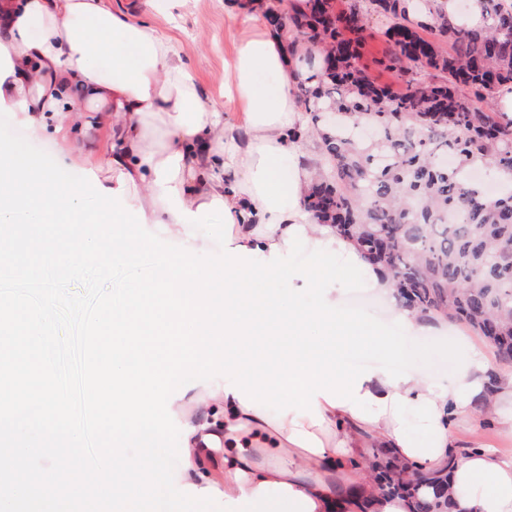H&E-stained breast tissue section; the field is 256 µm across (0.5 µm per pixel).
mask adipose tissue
<instances>
[{
	"mask_svg": "<svg viewBox=\"0 0 512 512\" xmlns=\"http://www.w3.org/2000/svg\"><path fill=\"white\" fill-rule=\"evenodd\" d=\"M154 9V0H145L138 15L110 0H0V104L25 112L74 162L92 153L89 131L106 129L102 166L109 178L100 190L133 210L139 223L180 236L209 213L224 215V260L205 269L208 285L200 288L186 277L197 266L194 249L164 252L151 239L131 247L119 228H84L83 185H60L55 172L36 171L17 148H0L1 225H72L54 246L79 265L127 264L143 249L161 255L162 279L102 316L112 337L97 362L98 409L107 425L124 440L142 438L171 385L194 392L205 366L223 372L224 386L202 397V414L182 424L180 479L221 493L224 512H408L405 500L379 495L366 476V451L379 446L412 468L449 469L461 512H512V458L478 443L456 454L453 433L458 420L487 415L512 439V368L493 370L463 348L455 375L439 388L422 375L350 369L344 357L311 351L267 377L268 391L297 404L273 420L241 383V359L207 357L187 342L188 332L218 314L225 337L246 335L238 292L242 277L256 270L267 287L257 304L271 317L279 313L276 290L283 286L318 292L308 313L315 321L339 312L349 277H365L390 298L395 287L356 243L305 206L318 142L289 137L307 125L299 66L267 31L261 11L248 0L242 6L249 33L224 62V95L238 109L224 116L202 98L175 39L152 22ZM299 248L339 263L321 277L303 269L283 277L285 261ZM217 279L224 282L220 305L209 288ZM492 370L498 383L490 396L484 381ZM411 412L422 436L407 427ZM242 429L282 450L287 463L257 469L232 446L215 458L222 433ZM327 467L344 475L353 494L336 496L321 476Z\"/></svg>",
	"mask_w": 512,
	"mask_h": 512,
	"instance_id": "adipose-tissue-1",
	"label": "adipose tissue"
}]
</instances>
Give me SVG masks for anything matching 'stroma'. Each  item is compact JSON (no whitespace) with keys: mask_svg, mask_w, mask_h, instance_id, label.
I'll return each mask as SVG.
<instances>
[{"mask_svg":"<svg viewBox=\"0 0 512 512\" xmlns=\"http://www.w3.org/2000/svg\"><path fill=\"white\" fill-rule=\"evenodd\" d=\"M236 12V0H189L181 9L176 24H169L159 15L154 18L155 24L178 42L184 62L199 81L204 100L223 113L236 109L235 103L224 96V60L230 54L234 40L243 31L242 23L235 18ZM385 25L386 21L381 17L368 20L362 63L377 84L392 86L396 83L393 74L379 64L388 50L382 35ZM0 145L23 148L40 167L57 159L55 146L35 133L24 113L6 104L0 106ZM63 176L66 180L86 185L84 205L92 212L97 224L123 225L128 241L133 244L152 236L164 239L168 249L180 247V240L167 236L164 229L135 223L132 215L101 196L95 188L96 183L104 178L98 165L80 164L64 170ZM454 435L459 446H469L473 439L478 438L501 455L512 458V439L502 438L496 421L490 417H482L473 426L456 424Z\"/></svg>","mask_w":512,"mask_h":512,"instance_id":"35a3bbf8","label":"stroma"}]
</instances>
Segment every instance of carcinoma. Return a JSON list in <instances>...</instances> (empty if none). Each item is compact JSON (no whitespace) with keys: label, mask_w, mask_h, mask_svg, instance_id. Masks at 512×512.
<instances>
[{"label":"carcinoma","mask_w":512,"mask_h":512,"mask_svg":"<svg viewBox=\"0 0 512 512\" xmlns=\"http://www.w3.org/2000/svg\"><path fill=\"white\" fill-rule=\"evenodd\" d=\"M436 0H259L290 54L326 52L301 86L323 165L305 204L355 241L393 281L400 306L476 331L512 363V186L486 202L468 178L487 166L512 177V118L496 94L512 84V0H478L483 23H455ZM387 19L380 62L405 85L395 93L359 65L371 16ZM383 496L408 492L411 512H452L450 469L410 471L369 462Z\"/></svg>","instance_id":"cac0c4a2"}]
</instances>
